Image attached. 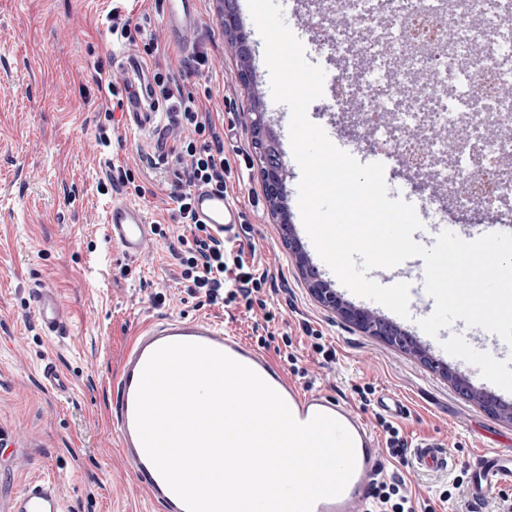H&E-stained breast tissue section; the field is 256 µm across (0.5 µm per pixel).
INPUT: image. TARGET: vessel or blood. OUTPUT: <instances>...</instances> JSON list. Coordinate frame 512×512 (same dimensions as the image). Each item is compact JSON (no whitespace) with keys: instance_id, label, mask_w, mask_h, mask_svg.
Returning <instances> with one entry per match:
<instances>
[{"instance_id":"b4317fda","label":"vessel or blood","mask_w":512,"mask_h":512,"mask_svg":"<svg viewBox=\"0 0 512 512\" xmlns=\"http://www.w3.org/2000/svg\"><path fill=\"white\" fill-rule=\"evenodd\" d=\"M164 27L185 49H193L202 25L199 0H161ZM124 70L134 86L126 101L130 124L149 130L155 119L156 95L148 70L128 62ZM192 209L202 223L232 236L238 226L237 207L223 194L199 191L192 196ZM108 239L129 260L136 259L152 232L141 207L128 203L111 204L106 217ZM35 311L44 335L60 336L66 331L61 302L49 288L34 293ZM172 342L203 344L220 350L255 371L276 390L299 422L324 413L339 421L351 434L355 445V471L341 495L317 501L312 512H368L370 496L381 474L376 434L342 399L299 387L274 358L244 338L225 332L222 322L202 316L162 317L144 322L132 337L114 385L118 400L111 413V427L123 458L139 477L151 502L161 512H186L184 503L171 491L147 456L135 426V399L142 369L160 346ZM418 465L434 471H448L454 463L451 451L427 440L414 451ZM512 483V449H499L481 455L473 468L467 493L474 501L483 500L495 486ZM9 512H62L56 483L46 477L30 479L14 497Z\"/></svg>"}]
</instances>
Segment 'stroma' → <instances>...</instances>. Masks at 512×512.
I'll use <instances>...</instances> for the list:
<instances>
[{"label":"stroma","mask_w":512,"mask_h":512,"mask_svg":"<svg viewBox=\"0 0 512 512\" xmlns=\"http://www.w3.org/2000/svg\"><path fill=\"white\" fill-rule=\"evenodd\" d=\"M161 0H127L132 17H147L161 33L160 66L179 73L185 92L206 102L224 130V164L230 169L227 198L245 214V248L269 273L254 305H207L187 294L172 247L176 237L151 236L141 255L126 260L106 235L105 216L117 193L98 189L110 167L156 168L142 178L138 198L149 223H164L179 191L173 159L157 134L131 126L122 112L105 119L100 73H112L119 50L102 20L111 0H0V512L29 479H54L64 512H161L151 503L121 456L109 427L114 379L137 328L165 316H207L248 341L268 336L267 353L279 363L295 356L309 371L296 383L309 391L343 397L373 430L386 413V393L406 406L391 420L407 450L383 453L384 473L404 480L421 512H502L512 486L493 490L481 504L466 488L472 464L490 448H512V424L461 397L437 371L410 354L341 320L311 294L284 245L280 223L267 201L253 131L246 114L261 108L278 141L289 133L290 111L274 102L259 32L250 37L248 82L239 79V49L217 20L218 0H201L203 27L196 48L207 53L203 71L188 68V53L162 34ZM284 18L307 45L309 63L325 71L322 97L307 108L309 120L349 138L359 154L374 150L370 130L353 109L333 101L331 80L349 69L345 54H328L338 27L354 20L336 8L318 26L301 0H280ZM112 146L97 142L103 124ZM58 295L70 333L42 336L31 291L36 285ZM159 303H151L154 294ZM334 350L316 354L315 344ZM53 359L69 381L50 389L40 377ZM424 439L451 450L456 465L446 472L418 466L411 452Z\"/></svg>","instance_id":"obj_1"}]
</instances>
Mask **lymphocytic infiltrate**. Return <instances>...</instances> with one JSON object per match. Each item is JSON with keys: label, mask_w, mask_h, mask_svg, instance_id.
<instances>
[{"label": "lymphocytic infiltrate", "mask_w": 512, "mask_h": 512, "mask_svg": "<svg viewBox=\"0 0 512 512\" xmlns=\"http://www.w3.org/2000/svg\"><path fill=\"white\" fill-rule=\"evenodd\" d=\"M153 81L157 97L165 103L158 124L171 140L168 152L184 183L183 190L172 196V219L192 237L191 247L180 257L186 291L213 305L250 298L265 284L267 273L248 261L243 250L199 223L191 209L195 191L221 193L227 188L224 147L213 116L206 104L185 93L173 70H155Z\"/></svg>", "instance_id": "f902f5d3"}]
</instances>
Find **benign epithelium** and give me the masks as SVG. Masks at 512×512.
I'll return each instance as SVG.
<instances>
[{
    "instance_id": "obj_1",
    "label": "benign epithelium",
    "mask_w": 512,
    "mask_h": 512,
    "mask_svg": "<svg viewBox=\"0 0 512 512\" xmlns=\"http://www.w3.org/2000/svg\"><path fill=\"white\" fill-rule=\"evenodd\" d=\"M219 22L224 26V34L244 50L240 77L245 79L248 71L249 36L238 23L235 0H222ZM406 31L408 38L413 41L415 46L421 49L429 48L427 37H425L427 28L424 25L416 24L412 26L408 24L406 25ZM250 122L254 133L256 153L259 154L260 173L267 199L270 202L273 200L281 202L285 197L287 171L279 144L266 126L264 112L258 108L253 109ZM282 237L288 243V249L291 250L301 273L305 275L308 288L320 304L335 311L345 321L372 336L380 337L399 350L423 358L426 357L422 345L394 324L372 312L356 308L339 297L330 288L328 282L322 279L314 267L310 265L309 259L300 247L290 225H282ZM442 373L448 377V382L460 395L482 406L484 411L500 420L512 423L511 403L507 405L490 394L476 390L467 378L459 373L450 372L446 368L442 369Z\"/></svg>"
}]
</instances>
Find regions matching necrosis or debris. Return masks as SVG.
Returning <instances> with one entry per match:
<instances>
[{"label":"necrosis or debris","instance_id":"1","mask_svg":"<svg viewBox=\"0 0 512 512\" xmlns=\"http://www.w3.org/2000/svg\"><path fill=\"white\" fill-rule=\"evenodd\" d=\"M346 5L366 17L382 13L389 30L406 19H428L436 38L427 52L389 36L371 44L368 51L375 66L360 69L352 81L337 78L336 104L356 100L373 137L397 153L409 143L406 126L420 114H439L455 130L448 141L451 165L444 182L457 207L479 204L473 188L489 178L495 182L492 202L512 203V139L489 141L483 135L489 126L512 128V99L503 93L505 84L512 82V30L503 29L499 40L487 42L478 66L463 70L455 65L456 59L485 42L483 28L472 19L489 16L488 0H462L451 19L431 0H346ZM420 70L431 75L426 98L409 95L403 85L405 77Z\"/></svg>","mask_w":512,"mask_h":512}]
</instances>
